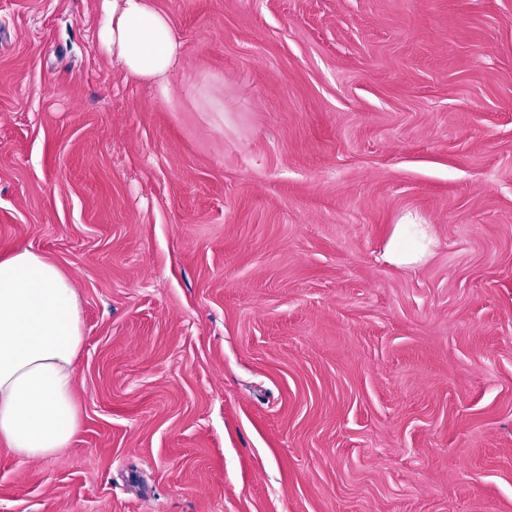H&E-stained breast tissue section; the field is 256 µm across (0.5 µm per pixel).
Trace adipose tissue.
I'll use <instances>...</instances> for the list:
<instances>
[{"mask_svg": "<svg viewBox=\"0 0 512 512\" xmlns=\"http://www.w3.org/2000/svg\"><path fill=\"white\" fill-rule=\"evenodd\" d=\"M99 41L125 81L169 97L181 44L171 17L152 0H101ZM433 245L430 225L407 214L394 225L384 258L413 266ZM83 344L72 280L32 249L0 256V442L17 455L46 457L71 444L80 427L75 388Z\"/></svg>", "mask_w": 512, "mask_h": 512, "instance_id": "ef3b65f1", "label": "adipose tissue"}]
</instances>
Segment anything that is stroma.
Segmentation results:
<instances>
[{
  "mask_svg": "<svg viewBox=\"0 0 512 512\" xmlns=\"http://www.w3.org/2000/svg\"><path fill=\"white\" fill-rule=\"evenodd\" d=\"M155 5L168 104L100 0H0V251L85 336L0 512H512V0ZM153 0H101L99 41L126 82L149 84L164 99L181 61L171 17ZM434 235L430 224H421L412 214L394 224L386 244L384 258L389 263L408 267L425 262L432 252Z\"/></svg>",
  "mask_w": 512,
  "mask_h": 512,
  "instance_id": "35a3bbf8",
  "label": "stroma"
}]
</instances>
